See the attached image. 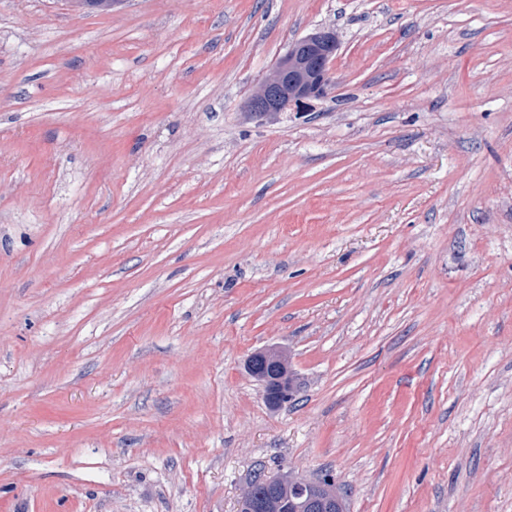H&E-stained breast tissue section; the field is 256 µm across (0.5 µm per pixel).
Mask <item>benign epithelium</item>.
<instances>
[{"instance_id":"benign-epithelium-1","label":"benign epithelium","mask_w":512,"mask_h":512,"mask_svg":"<svg viewBox=\"0 0 512 512\" xmlns=\"http://www.w3.org/2000/svg\"><path fill=\"white\" fill-rule=\"evenodd\" d=\"M338 50L336 33L319 29L296 40L277 62L273 76L248 101V111L262 116L283 112L290 104L320 99L330 84L329 66ZM330 512L336 505V491L303 478L252 481L245 495L248 512H270L274 506L288 508L299 498Z\"/></svg>"}]
</instances>
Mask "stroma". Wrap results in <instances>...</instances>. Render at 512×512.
Masks as SVG:
<instances>
[{"label": "stroma", "mask_w": 512, "mask_h": 512, "mask_svg": "<svg viewBox=\"0 0 512 512\" xmlns=\"http://www.w3.org/2000/svg\"><path fill=\"white\" fill-rule=\"evenodd\" d=\"M325 26L326 96L248 112ZM258 473L512 512V0H0V512Z\"/></svg>", "instance_id": "stroma-1"}]
</instances>
